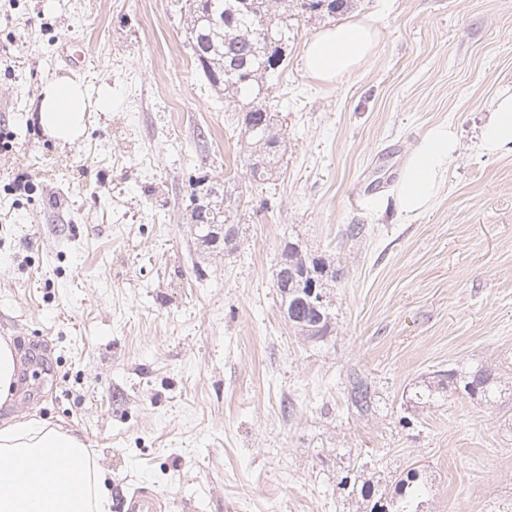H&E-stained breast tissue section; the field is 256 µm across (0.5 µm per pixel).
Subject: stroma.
I'll use <instances>...</instances> for the list:
<instances>
[{"instance_id":"1","label":"stroma","mask_w":512,"mask_h":512,"mask_svg":"<svg viewBox=\"0 0 512 512\" xmlns=\"http://www.w3.org/2000/svg\"><path fill=\"white\" fill-rule=\"evenodd\" d=\"M184 0H0V337L22 351L14 411L85 442L112 512H360L364 479L419 468L420 512H512V389L491 406L440 394L437 371L512 374V147L477 135L512 92V0H354L338 21L381 33L371 61L326 83L302 57L322 30L293 20L268 84L287 151L250 185L241 106L197 67ZM86 52L69 67L65 41ZM112 106L60 145L37 122L47 83ZM451 123L459 150L435 200L399 213L413 147ZM241 199L239 238L192 228L210 188ZM349 224L365 234L350 241ZM333 259L336 328L302 343L278 309L283 238ZM375 406L358 414L348 378Z\"/></svg>"}]
</instances>
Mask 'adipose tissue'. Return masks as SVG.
Wrapping results in <instances>:
<instances>
[{
    "mask_svg": "<svg viewBox=\"0 0 512 512\" xmlns=\"http://www.w3.org/2000/svg\"><path fill=\"white\" fill-rule=\"evenodd\" d=\"M381 35L372 24L350 20L328 28L309 44L304 67L316 79L330 82L370 62ZM112 106L110 95L90 98L76 81H56L44 86L40 122L62 143L75 141L86 128L90 109L102 112ZM512 145V93H502L483 124L478 147L494 154ZM458 142L448 124L430 127L405 166L395 199L407 217L421 213L442 186ZM21 355L11 339L0 337V460L29 459L43 473L38 484L24 483L20 476L0 469V512H110L111 498L102 476L92 466L83 439L45 419L18 415L12 407L19 395ZM67 450L71 464L58 469L59 450Z\"/></svg>",
    "mask_w": 512,
    "mask_h": 512,
    "instance_id": "1",
    "label": "adipose tissue"
}]
</instances>
